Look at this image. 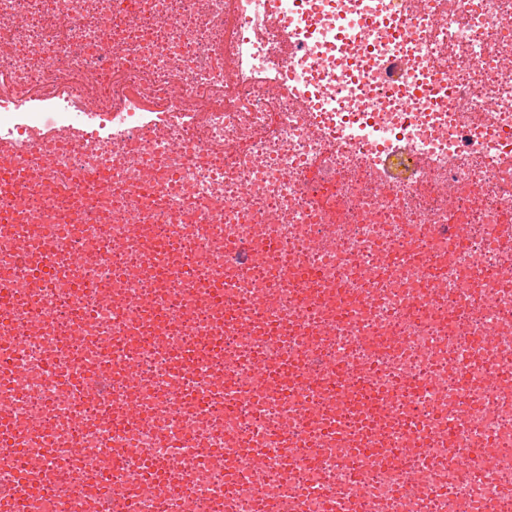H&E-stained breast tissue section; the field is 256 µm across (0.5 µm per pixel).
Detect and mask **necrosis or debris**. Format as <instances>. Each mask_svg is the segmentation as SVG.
<instances>
[{
	"instance_id": "1",
	"label": "necrosis or debris",
	"mask_w": 512,
	"mask_h": 512,
	"mask_svg": "<svg viewBox=\"0 0 512 512\" xmlns=\"http://www.w3.org/2000/svg\"><path fill=\"white\" fill-rule=\"evenodd\" d=\"M402 4L0 0L29 512H512V0Z\"/></svg>"
}]
</instances>
